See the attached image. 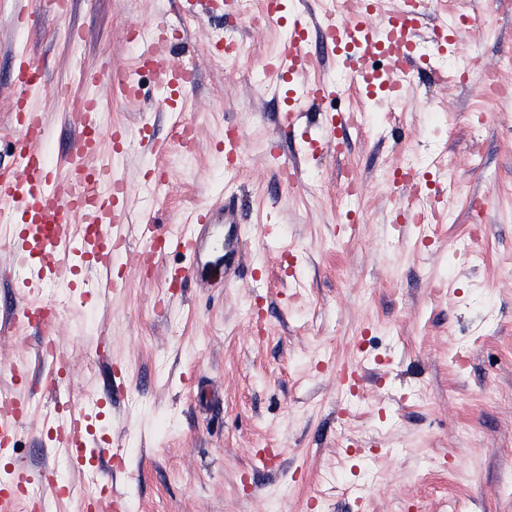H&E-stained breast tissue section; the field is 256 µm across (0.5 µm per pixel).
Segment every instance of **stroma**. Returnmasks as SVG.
Instances as JSON below:
<instances>
[{"label":"stroma","mask_w":512,"mask_h":512,"mask_svg":"<svg viewBox=\"0 0 512 512\" xmlns=\"http://www.w3.org/2000/svg\"><path fill=\"white\" fill-rule=\"evenodd\" d=\"M21 0H0V164L8 137L16 53L31 49L54 91L86 90L84 72L104 57L116 68L137 54L130 26L183 18L173 61L194 60L192 91L164 98L151 77L148 96H113L103 130L129 132L115 155L128 183L129 248L116 269L125 283L104 304L79 305L42 282L37 298L61 310L55 338L70 362L57 392H35L30 425L17 434L15 460L32 473L50 512H83L99 491L96 448L69 459L53 441L52 409L106 403L96 439L123 442L112 487L125 512H512V97L491 100L473 85L477 67L512 84V0H421L425 26H451L453 44L430 50L401 106L384 93L309 107L283 120L286 86L252 78L284 41L282 24L253 29L224 0H72L67 16L34 0L38 21L12 25ZM81 30L80 40L67 29ZM242 45L239 63L214 61L218 38ZM50 148L65 154L75 135L67 103L38 101ZM355 109L364 125L327 138L320 112ZM197 128L192 159L151 156L141 130L175 141L167 113ZM243 140L226 174L225 129ZM395 168L430 173L437 207L448 215L399 224L412 189L394 186ZM166 173L158 199L143 186ZM236 193L245 239L239 278L228 282L208 249L196 259L167 251L151 278L140 272L138 223L154 214L176 234L194 206ZM195 263L200 282L174 284ZM40 334L0 335V384L10 370L43 373ZM359 361L366 382L337 390L332 373ZM217 387L207 406L202 389ZM274 448L271 467L254 452ZM64 470L76 496H53L43 470Z\"/></svg>","instance_id":"stroma-1"}]
</instances>
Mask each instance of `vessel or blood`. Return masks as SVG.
I'll use <instances>...</instances> for the list:
<instances>
[{"label": "vessel or blood", "mask_w": 512, "mask_h": 512, "mask_svg": "<svg viewBox=\"0 0 512 512\" xmlns=\"http://www.w3.org/2000/svg\"><path fill=\"white\" fill-rule=\"evenodd\" d=\"M295 32L280 52L266 62L265 68L274 77L292 76L306 69L312 62L307 50L310 23L304 14L291 15ZM420 25L418 14L397 10L376 18L350 16L331 22L323 32L322 41L333 49H340L347 38L358 37L359 52L349 59L350 67L357 77H365L370 61L392 42L395 34H405L409 42L389 57V66L394 67L399 77L394 88H401L402 77L408 76L415 66L413 38ZM168 48L152 42L140 48L139 61L150 60L155 64L158 83L189 91L195 84L194 77L185 73V67L168 60ZM39 66L34 53L22 52L16 56V67L12 79L14 88L13 112L16 119L15 135L10 142L12 151H23L26 162L11 169L0 171V218L13 222V234L4 246L25 259L30 260V276L25 279V293L18 296L10 308L11 321L29 320L39 304L29 295L35 283L51 280L69 281L78 288L80 300L98 302L109 298L120 282L113 273L115 262L126 246V238L119 231L127 223L128 189L122 176L112 169V156L102 151L100 143L89 142L86 129L91 125L93 112L108 109L111 100L94 94L84 98L85 111L71 113L76 136L67 155L51 158L46 146L51 138L42 112L32 102L34 94H50L45 79L39 78ZM85 81L95 87L125 89V73L114 70L110 60H102L95 68L86 72ZM291 100L321 101L338 96V88L320 84L300 83L288 90ZM112 185V194L105 204H93L98 189L97 182ZM193 234L169 238L161 233L151 215H143L138 226L139 236L145 244L143 257L153 260L168 249L197 253L200 241L209 238L213 225L224 227L223 240L214 241L213 246L224 251V275H235L243 240L239 225V211L234 200H225L221 209L205 207L194 212ZM86 258L90 265L104 275L102 281L92 284L80 277L76 257ZM12 382L0 389V458L7 457L15 445L20 426L30 419L27 408L29 393L54 387L57 375L32 376L30 371L12 369ZM89 412L68 411L59 416L54 429V439L67 448H88L93 444ZM11 480L0 483V512H9L15 501L12 488L25 483L30 474L19 464L10 470ZM102 484L100 498L87 501L86 512H105L112 505V474H98Z\"/></svg>", "instance_id": "1"}]
</instances>
